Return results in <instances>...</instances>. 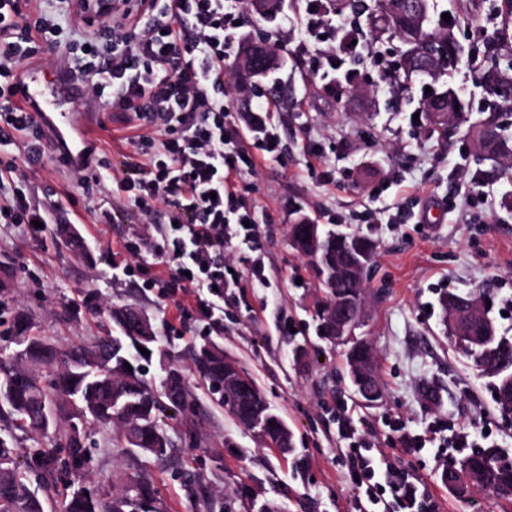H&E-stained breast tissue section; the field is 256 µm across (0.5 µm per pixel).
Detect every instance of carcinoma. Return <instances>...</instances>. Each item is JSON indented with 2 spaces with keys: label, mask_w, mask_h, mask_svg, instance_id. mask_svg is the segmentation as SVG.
Instances as JSON below:
<instances>
[{
  "label": "carcinoma",
  "mask_w": 512,
  "mask_h": 512,
  "mask_svg": "<svg viewBox=\"0 0 512 512\" xmlns=\"http://www.w3.org/2000/svg\"><path fill=\"white\" fill-rule=\"evenodd\" d=\"M257 15L262 19L275 18L282 9L283 0H252ZM369 7L364 0H345L344 9L351 11L369 30L375 29L384 16L385 0H374ZM432 13L423 29L412 38L406 25H390L385 33L397 39L404 52L414 50L415 39L425 42L448 36V22L442 19L437 3L431 2ZM450 17L457 23L478 29L483 17L478 9L458 10ZM257 44L244 45L239 65L252 75L264 76L278 68V56L266 47L265 66L256 71L252 55ZM418 70L408 72L404 66L393 67L391 82L410 90L419 82ZM512 79V64L502 65L495 52L485 51L484 68L479 82L485 94L495 96L494 88ZM466 122V115L452 122H428V135L444 137L453 127ZM484 153V159L501 166L506 177L512 176V129L499 122L494 114L473 122L464 131ZM77 254L84 245L69 225L56 228ZM317 276L325 293L316 310L317 320L327 312L336 293L359 287L357 280L331 278L329 270L317 269ZM111 329L98 337L90 346L59 352L46 338L31 334L30 323L17 329L14 343L17 350L11 356L0 358V512H164L159 490L143 472H126L120 478L119 488L110 492L93 485L76 482V477L89 470L91 457L83 446V436L77 424L63 437L53 429L60 417L85 423L92 420L110 425L116 430L112 447L117 453L137 463L140 458L164 462L175 447L172 433L176 427L187 424L182 418L186 411L175 403L179 393L187 399L193 393L182 367L175 357L166 354L172 363L175 378L167 380L165 374L153 379L148 372L125 369L133 360L138 337L148 338L147 345L158 343L150 319L142 312L124 306L109 310ZM192 370L206 383L212 393L224 402V391L215 386L224 385L227 372L238 366L224 355V349L213 341L197 344L191 353ZM476 367L491 365L512 374V337L500 334L492 337L478 357H471ZM251 406L255 413L271 420V441H277L286 423L275 413L261 395L258 387L251 391ZM31 440L19 446V435ZM500 453L477 449L459 461L448 463L446 471L457 474L458 487L466 489L472 484L489 489L495 495L512 500V471L498 466ZM190 502L202 498L206 512H224L222 498L213 493L202 478L188 475L185 484ZM88 495L79 496L80 491Z\"/></svg>",
  "instance_id": "obj_1"
}]
</instances>
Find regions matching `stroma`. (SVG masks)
<instances>
[{"label":"stroma","mask_w":512,"mask_h":512,"mask_svg":"<svg viewBox=\"0 0 512 512\" xmlns=\"http://www.w3.org/2000/svg\"><path fill=\"white\" fill-rule=\"evenodd\" d=\"M273 79L258 81L225 70L235 111L278 104L270 115L276 152L263 150L248 131L237 143L256 162L239 185L260 217L258 236L243 246L224 247V263L244 271V256L260 258L268 277L263 288L224 294V332L217 342L260 389L271 408L294 434L295 448L281 455L241 426L210 399L197 375L192 391L207 415L194 447L177 444L167 462L151 466L165 512H187L183 462L224 496L231 512H352L354 485L346 443L339 436L343 406L355 409L354 425L375 445L414 472L433 493L439 512H512L508 502L489 492L450 489L442 465L430 450L413 455L401 446L402 432L433 426L470 433L488 429L494 448L512 454V425L496 409L492 380L448 341L440 299L475 287L493 289L501 332L512 336V319H502L512 301V182L493 162L475 161L461 137L427 135L413 119L423 109L420 90L411 95L379 83L364 67L352 81L328 94L309 65L296 64L292 52L279 54ZM94 140L121 161L133 151V129L116 121L86 116ZM332 166L336 180L318 174ZM481 184L485 198H468ZM25 189L34 202L66 204L74 181L63 169L30 171ZM493 203L496 219L480 215ZM325 228L355 231L372 238L376 249L366 272L367 306L356 337L367 339L376 361L382 397L366 405L354 393L346 362L347 347L318 338L315 308L322 296L310 259L290 245L292 210ZM419 214L435 207L436 219L397 224V207ZM122 201L96 186L68 206L66 221L83 238L85 251L70 252L53 236L52 225L35 230L25 224H0V346L10 343L14 315L24 312L34 335L51 338L60 349L101 335L109 305L129 304L146 313L162 350L180 352L206 337L197 312L177 318L174 301L145 287L157 268L151 255L132 261L133 276L116 275L121 243L140 230L133 214L121 224H101L104 210H123ZM98 293L88 304L87 291ZM303 345L294 356V345ZM438 381L439 405L427 404L420 385ZM93 462L85 479L111 489L129 470L112 451L111 426L87 428Z\"/></svg>","instance_id":"obj_1"}]
</instances>
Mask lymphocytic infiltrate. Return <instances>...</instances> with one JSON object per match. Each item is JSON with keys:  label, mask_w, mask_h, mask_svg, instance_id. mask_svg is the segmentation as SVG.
<instances>
[{"label": "lymphocytic infiltrate", "mask_w": 512, "mask_h": 512, "mask_svg": "<svg viewBox=\"0 0 512 512\" xmlns=\"http://www.w3.org/2000/svg\"><path fill=\"white\" fill-rule=\"evenodd\" d=\"M46 3L34 10L29 0H0V224L49 222V210L34 205L23 187L28 169L64 167L79 188L107 186L155 227L126 238L124 253L145 252L165 265L155 287L165 295L191 291L193 306L178 304L179 313L196 308L214 332H223L225 289L267 281L260 260L245 275L224 265L225 241L250 243L258 224L236 186L240 171L254 167L235 143L237 129L275 146L259 113L227 122L224 65L244 25L243 0H149L141 15L132 0ZM61 41L67 50L56 68L82 100L141 131L121 177L113 176L107 157L74 161L25 92V66ZM274 43L293 47L331 83L338 61L377 53L375 44L346 35L318 2ZM18 141L20 156L9 150ZM349 457L355 512H437L432 492L391 455L361 439Z\"/></svg>", "instance_id": "1"}]
</instances>
